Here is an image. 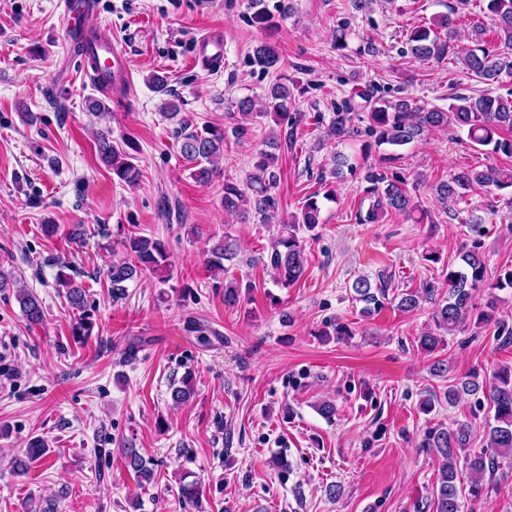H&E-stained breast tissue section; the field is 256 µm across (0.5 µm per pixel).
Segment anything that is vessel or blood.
<instances>
[{"label": "vessel or blood", "mask_w": 512, "mask_h": 512, "mask_svg": "<svg viewBox=\"0 0 512 512\" xmlns=\"http://www.w3.org/2000/svg\"><path fill=\"white\" fill-rule=\"evenodd\" d=\"M93 7L91 0H59L58 9L64 31V51L79 55L82 69L92 71L99 82H111L116 92L130 85L131 69L126 54L112 40L97 36L94 42L78 40L87 29V18ZM194 64L208 70L224 66V33L213 29L198 36L194 43Z\"/></svg>", "instance_id": "vessel-or-blood-1"}]
</instances>
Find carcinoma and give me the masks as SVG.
Masks as SVG:
<instances>
[{
  "instance_id": "carcinoma-1",
  "label": "carcinoma",
  "mask_w": 512,
  "mask_h": 512,
  "mask_svg": "<svg viewBox=\"0 0 512 512\" xmlns=\"http://www.w3.org/2000/svg\"><path fill=\"white\" fill-rule=\"evenodd\" d=\"M486 11L494 20L496 43L494 48L486 47L483 38L485 29L477 24L472 27L473 46H459L458 23L455 13L432 18L430 25L413 29L408 37L410 55L420 61H440L451 55L461 61L466 73L476 81L491 86L512 82V0H487ZM253 61L264 70L275 68L280 57L277 51L267 43L258 44L253 50ZM291 91L283 83L271 86L267 95V103L263 108L256 107L254 100L244 98L238 101L237 107L245 117H263L270 112L279 116L286 115ZM360 98L367 109L368 134L375 137L377 145L392 147L406 146L418 139L424 132L440 128L464 130L469 141L475 147H492L495 153L512 157V137L504 132L512 133V91L505 94H493L488 91L477 96L455 95L448 104V109L426 108L417 104L410 97L396 101L384 99L372 100L366 90L354 93L344 101L341 109L336 111L330 127V136L341 141L355 134L351 127L352 111L355 109L354 98ZM112 132H101L97 138V149L102 160L110 167L112 173L120 180L133 184L139 175L131 162L128 152H120L112 145ZM180 142L179 152L190 170V175L198 182L209 183L217 172V163L224 156V130L206 125L202 129H190L181 124L178 131ZM268 150L259 154L254 165L255 172L249 174L246 187L240 188L233 183L224 184V209L237 212H252L263 223L267 222L278 210L279 201L272 192L277 185V174L274 171L278 141L268 140ZM364 180L369 184V193L374 201L365 216L371 222L389 209L400 213H409L414 209L413 197L401 178L391 179L385 166L366 168ZM495 186L499 189L512 187V171L507 172L496 167L482 170L464 169L436 186V194L443 202L463 197L464 193L476 187ZM320 224V206L316 195L305 199L300 213L291 216L279 237L274 242L270 254V266L277 282L290 285L297 282L304 273V257L302 241L297 230L305 227L314 230ZM129 259L114 263L107 270V277L112 284V296L116 299L125 295L126 282L142 274L164 273L170 270L169 255L165 244L156 238L144 235H131L123 241ZM236 255L235 243L230 235L217 243L211 250L208 260L210 267L224 269V262L232 260ZM460 263L448 269L444 274V285L448 288V296L436 300L438 286L433 282L426 283L421 291H406L400 294L398 308L412 312L419 308L422 299L438 301L433 320L439 334L427 333L420 337L422 349L433 352L443 344V336L453 335L470 312L474 293L486 282L485 261L477 251V247L462 248L459 253ZM378 283L371 284L366 277H360L352 283L354 299L366 304L363 312L369 313L382 305L388 296V288L392 276L382 272L377 275ZM60 285L67 288L65 299L68 306L79 311L78 321L73 327V336L84 339L90 335L92 325L87 310L86 290L74 283L71 278H63ZM16 299L23 315L32 324H40L44 319V310L39 297L31 290L22 288L17 291ZM192 377L186 375L181 385L172 388L171 397L174 405L179 406L189 401L194 394L191 386ZM482 389L478 377L469 375L461 381V386H448L445 398L452 404L461 398V394H475ZM489 399L494 407V422L487 424V447L491 452L475 453L469 458L468 468L471 475L470 491L477 493L481 489L480 482L488 472L498 467V458L512 456V370L503 368L496 372V383L490 387ZM471 426L461 423L454 428L438 427L424 436L423 448H433L442 458L436 488L433 492V512H459V496L457 489L456 459L458 451L469 445ZM127 468L131 469L139 482L153 481V469L134 448L123 449ZM46 454L43 439L35 437L28 442L24 457L16 460V470L20 474L27 472L28 461L37 460Z\"/></svg>"
}]
</instances>
